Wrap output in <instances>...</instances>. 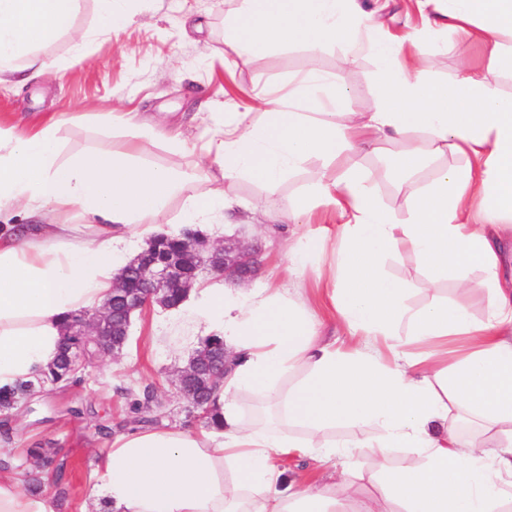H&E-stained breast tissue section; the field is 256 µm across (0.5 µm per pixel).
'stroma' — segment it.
<instances>
[{"mask_svg": "<svg viewBox=\"0 0 512 512\" xmlns=\"http://www.w3.org/2000/svg\"><path fill=\"white\" fill-rule=\"evenodd\" d=\"M241 0H131L132 23L118 33L101 29L98 0H77L70 30L45 42L42 53L54 63L50 73L24 84L0 81V127L24 137L55 128L61 158L76 153L120 149L122 131L112 128V115L129 112L150 119L155 135L142 142L145 162L175 173L195 171L201 158L199 132L215 112H240L267 90H287L288 81L308 69L335 76L347 88L343 109L372 112L378 105L377 67L370 57L344 67L334 48L311 56L293 46L269 54L254 65L246 54L224 43V17ZM448 51L429 53L423 66L430 77L450 81L460 64L486 70L488 53L470 40L448 34ZM180 135L181 150L168 139ZM318 160L269 192L250 180L237 195L249 202L256 220L250 235L261 237L265 253L258 276L240 286L243 294L290 284L288 251L300 232H315L326 221L314 210L311 223L290 224L287 201L296 199L304 182L319 168ZM190 319L170 322L166 310L150 306L137 313L119 360L99 358L82 381L52 397H40L7 416L11 463L22 477H33L38 465L26 450L36 441L51 442L63 478H51L41 489L56 495L66 486L68 497L56 512H86L93 489L90 476L114 435L125 432L132 402L152 387L161 405L160 423L198 428L205 421L179 393L176 374L204 339Z\"/></svg>", "mask_w": 512, "mask_h": 512, "instance_id": "35a3bbf8", "label": "stroma"}]
</instances>
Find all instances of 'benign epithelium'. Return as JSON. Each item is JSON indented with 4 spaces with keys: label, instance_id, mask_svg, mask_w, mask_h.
<instances>
[{
    "label": "benign epithelium",
    "instance_id": "benign-epithelium-1",
    "mask_svg": "<svg viewBox=\"0 0 512 512\" xmlns=\"http://www.w3.org/2000/svg\"><path fill=\"white\" fill-rule=\"evenodd\" d=\"M167 236L152 238L118 275L112 298L94 311L82 314L75 327L88 336H104L112 331V343L98 350L97 356L118 358L129 335L131 316L152 304L171 308L183 302L203 273H211L234 283H248L258 274L261 243L238 237L211 241L186 230L177 247L166 246ZM231 361L227 349L201 347L188 364L178 371L180 393L205 414L207 394L220 383Z\"/></svg>",
    "mask_w": 512,
    "mask_h": 512
}]
</instances>
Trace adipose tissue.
<instances>
[{
    "mask_svg": "<svg viewBox=\"0 0 512 512\" xmlns=\"http://www.w3.org/2000/svg\"><path fill=\"white\" fill-rule=\"evenodd\" d=\"M76 2L0 0V75L48 71L36 46L69 29ZM243 2L228 23L231 50L257 61L297 43L314 54L340 47L349 63L371 55L379 107L339 111L335 79L308 70L288 96L267 92L224 114L213 133L224 186L201 192L140 161L145 124L126 129L122 150L64 162L53 129L0 135V210L16 205L30 218L0 224V388L56 361L65 321L107 301L131 237L149 233L172 197L181 196L186 223L227 221L245 207L237 182L272 191L317 159L323 169L288 219L308 224L323 205L329 224L294 242L291 268L300 285L320 276L330 253L326 296L354 345L325 339L299 285L243 300L197 289L188 313L235 348L218 422L116 436L93 475L99 512H512V95L498 89L499 75L512 73V0H415L424 27L404 38L377 34L359 0ZM448 30L483 45L491 67L431 79L420 59ZM390 144L404 150L383 169L355 163ZM448 155L462 165L446 164ZM433 157L441 165L419 179ZM342 158L348 166L327 174ZM384 179L400 183L404 217L381 203ZM75 207L93 220L87 233L57 220ZM405 251L427 269L424 303L383 271ZM447 281L485 293L483 319L442 294ZM340 427L350 436L337 439ZM366 448L375 464L363 475L356 457ZM291 456L333 471L298 483L281 465ZM0 512L55 504L6 468Z\"/></svg>",
    "mask_w": 512,
    "mask_h": 512,
    "instance_id": "1",
    "label": "adipose tissue"
}]
</instances>
